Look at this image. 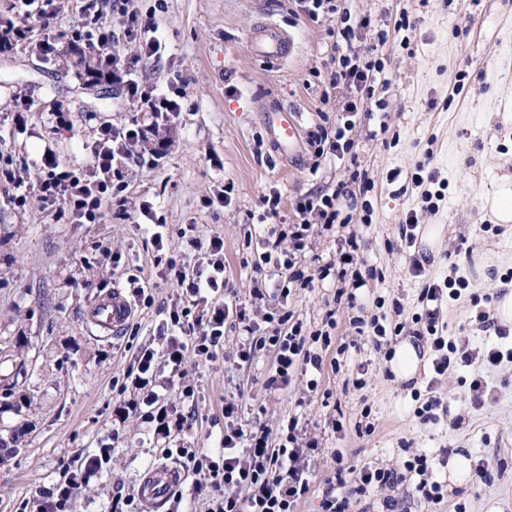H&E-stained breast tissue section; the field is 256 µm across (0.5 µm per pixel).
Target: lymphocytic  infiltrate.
<instances>
[{"label": "lymphocytic infiltrate", "mask_w": 512, "mask_h": 512, "mask_svg": "<svg viewBox=\"0 0 512 512\" xmlns=\"http://www.w3.org/2000/svg\"><path fill=\"white\" fill-rule=\"evenodd\" d=\"M112 6L125 16L123 37L137 43L140 57H160L165 45L157 25L142 23L133 0H112ZM82 11L89 17V25L63 36L51 29L54 0H18L16 16L0 23V42L21 43L28 40L34 29H41L44 36L37 48L42 54H52L60 40H67L72 50L91 54L94 63L89 75L92 79L112 80L122 87L129 102L149 109L155 117L166 119L180 111L184 81L171 82L163 91L140 81L135 74L134 61L120 54L121 37H116L106 21L101 0H83ZM380 74L381 67L376 61L362 60L352 52L339 55L329 85L346 88L340 106L346 118L335 132L322 127L311 134L309 145L315 156L329 153L341 158L351 152L353 118L356 112L362 111L364 98L372 96ZM143 142V131L133 120L120 128L101 126L89 147L91 160L88 164L64 163L53 150H45L36 179L38 202L43 209L68 215L72 223H101L106 206L123 205L120 196L124 178L122 166L125 161L139 156ZM336 200V194L323 191L298 198L294 206L296 221L279 230L276 240H264V250L255 270L273 278L276 286L270 292L255 289L253 299L261 303L271 296L277 305L260 322L252 317L246 305H231L222 299L226 286L223 239L213 237L204 244L196 236L186 238L185 247L204 251L205 256L190 268L171 258L160 271L161 277L176 280L183 300L181 304L172 305L164 324L157 329L166 344L163 354L151 349L140 351L129 367L125 382L117 386L121 394L131 386L142 390V398L129 403L132 412H146L160 426L184 431L185 417L169 415L161 403V392L176 385L185 401L195 402L194 387L182 382L185 353L190 350L201 360H214L224 347V325L230 319L237 321L242 332L236 352L240 361L253 360L255 352L265 347L275 349L273 372L267 382L271 390L283 389L296 375L321 374L326 368L339 367L338 357L346 348L333 344L330 330L336 325L335 319H327L325 328L310 330L289 309L290 299L298 289L312 287L315 278L324 279L333 273L341 279L350 278L352 288L346 293L345 303L354 306L356 289L376 276L371 268L363 272L348 271L349 262L359 258V244L353 233L339 239L333 260L317 274L311 275L302 269L300 258L309 250L315 233L321 228L330 229L339 218ZM283 240L289 243L284 252L279 249ZM409 272L423 281L418 296L422 311L414 318L415 329H407L405 323L400 322L389 330L378 317L357 316L351 318L350 324L359 336L376 346L386 333L398 336L410 331L414 340L429 344L435 354L433 371L439 377L456 366H469L478 360L495 367L505 362L512 364V347L505 350L494 347L483 352L469 348L460 338L445 335L439 324L440 308L444 299H459L468 289L464 278L451 276L440 282L425 279V267L416 257L410 262ZM332 350L337 353L333 359L328 356ZM239 412L236 400L225 401L224 435L219 448L169 449V456L198 476L188 493L174 494V501H182L186 496L202 499L208 503V512H298L300 503L312 489L308 464L319 450L318 439L309 434L298 416H289L285 433L276 438L265 425L240 423ZM111 459L112 450L106 445L95 453L73 458L67 463L62 479L31 500L29 512H75L78 489L91 478L107 472ZM430 470L431 460L422 453L414 454L399 467H358L337 460L333 476L325 481L322 512H350L352 497L371 489L383 493L384 512H402L404 502L394 497L393 491L411 475L417 479L414 490L422 499L440 502V485L427 480Z\"/></svg>", "instance_id": "1"}]
</instances>
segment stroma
Listing matches in <instances>:
<instances>
[{
  "label": "stroma",
  "mask_w": 512,
  "mask_h": 512,
  "mask_svg": "<svg viewBox=\"0 0 512 512\" xmlns=\"http://www.w3.org/2000/svg\"><path fill=\"white\" fill-rule=\"evenodd\" d=\"M335 12L310 18L304 0H138L141 12L159 25L166 49L162 61L142 60L136 74L147 85L166 88L174 76L186 81L182 110L168 121L129 103L120 85L95 82L84 75L79 56L49 60L29 46L0 52V114L23 110L32 101L24 133L12 121L0 123V168L25 184H34L45 148L60 161L83 164L99 127L137 120L146 133L142 156L127 162L124 191L128 208L153 203L167 230L166 247L157 251L150 233L130 220L108 213L100 224H73L41 208L36 199L17 206L14 188L0 185V392L14 380L15 346L24 343L31 373V408L0 410V439L14 429L23 443L0 462V512H23L36 491L52 486L77 453L112 448L108 476L91 479L76 497L77 512H112L117 488L133 489L143 470L163 462V449L180 445L214 448L224 433L222 407L233 398L244 406L245 422L278 432L289 415L300 416L320 443L310 470L314 491L300 512H320L324 481L344 455L353 464L382 466L404 461V446L433 458V481L444 484L439 503L421 502L416 512H486L499 503L512 512V366L492 368L477 362L457 369L438 390L448 408L437 422L423 424L414 415L412 390H425L433 377L425 354L410 379L387 376L385 350L402 344L389 333L381 350L361 339L350 326L347 306L332 308L338 282L316 281L300 291L291 309L308 328L325 323L334 312L332 334L346 345L341 367L326 372L318 390H308L304 376L287 389L272 391L267 379L273 354L263 349L248 363L236 356L239 329L224 326V348L204 362L184 360L185 383L196 387L197 403L182 400L178 388L165 391L170 413L188 416L190 430L165 433L144 415L128 412V395L112 391L137 350H162L158 323L178 299L176 281L158 277L159 254L197 260L184 248L182 231L194 227L202 238L224 240V277L229 301L250 303L256 287L253 263L259 242L276 221L293 222L298 197L347 184L339 208L347 227L316 235L302 259L317 270L344 229L361 237L359 257L376 269L358 292L362 316L382 317L386 328L410 321L419 312V279L409 261L428 256L426 275L443 280L449 271L470 283V295L444 304L440 320L448 335L484 348L494 331L480 330L475 298L501 300L512 282L500 277L512 269V223L500 234L483 232L495 218L486 195L512 182V0H332ZM370 17L372 31L358 28ZM276 24L288 38V54L279 61L257 55L249 43L259 24ZM354 28L353 44L384 66L387 87L374 91L381 110L356 115L354 158L315 157L307 140L319 128L335 129L342 89L330 88L337 30ZM385 31L378 41L377 31ZM282 103L300 116L302 139L296 151L281 154L265 124V112ZM69 113L67 127H57V110ZM223 169H215L210 155ZM375 176V186L360 193L349 180L351 161ZM427 161L445 198L436 211L423 210L421 187L411 175ZM232 185V202L213 198ZM282 196L278 220L262 217L260 198L270 188ZM417 211L421 229H434L433 242L401 241L398 230L409 211ZM119 255L111 264L110 255ZM138 279L147 296L134 301L132 324L138 336L122 331L100 336L86 315L95 296L118 288L130 293ZM480 375L496 389V399L474 406L465 378ZM370 408L372 435H360L363 408ZM462 426H455L456 417ZM472 455L489 467L492 483L448 489L444 450Z\"/></svg>",
  "instance_id": "35a3bbf8"
}]
</instances>
